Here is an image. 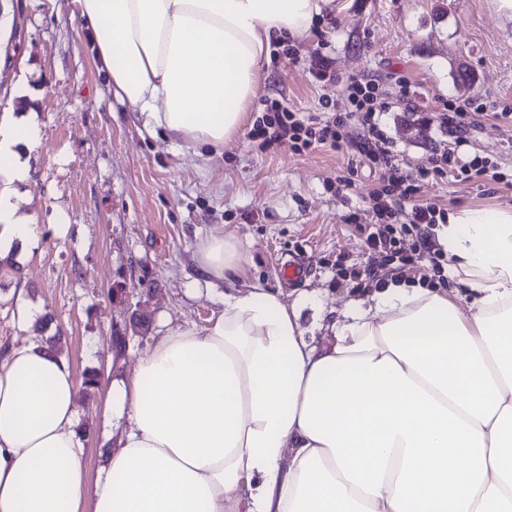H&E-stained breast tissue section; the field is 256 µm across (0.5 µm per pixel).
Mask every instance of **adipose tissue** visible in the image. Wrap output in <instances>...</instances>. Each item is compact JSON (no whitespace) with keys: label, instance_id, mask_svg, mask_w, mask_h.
I'll return each instance as SVG.
<instances>
[{"label":"adipose tissue","instance_id":"adipose-tissue-1","mask_svg":"<svg viewBox=\"0 0 512 512\" xmlns=\"http://www.w3.org/2000/svg\"><path fill=\"white\" fill-rule=\"evenodd\" d=\"M115 96L174 142L221 151L243 129L273 39H300L337 0H75ZM38 129L0 117V257L38 227L10 183ZM473 298L389 282L348 304L323 346L261 288L210 325L156 339L113 382L122 426L87 482L70 362L0 350V512H512V207L463 208L438 230ZM207 278L243 275L236 239L200 241Z\"/></svg>","mask_w":512,"mask_h":512}]
</instances>
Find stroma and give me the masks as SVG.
<instances>
[{"label":"stroma","mask_w":512,"mask_h":512,"mask_svg":"<svg viewBox=\"0 0 512 512\" xmlns=\"http://www.w3.org/2000/svg\"><path fill=\"white\" fill-rule=\"evenodd\" d=\"M340 3L333 22L280 46L264 64L252 117L261 116L268 99L315 117L322 101L343 100L349 78H374L388 94L384 120L400 159L417 163L448 144L406 110L398 79L409 82L425 112L478 98L484 110L465 151L496 161L502 182L450 176L424 183L417 198L450 212L511 207L512 21L499 18L488 0ZM14 4L8 44L25 53L30 93L16 96L22 74L1 70L0 109L32 114L39 129L40 142L26 155L28 178L13 186L21 214L39 234L19 275L0 280V344L37 339L48 314L75 374L98 371L97 386L78 391L83 461L93 485L118 448L120 431L104 416L113 379L168 329L206 327L224 309V283L207 282L197 269L199 240L235 235L249 258L243 283L273 289L300 307L305 335L320 346L328 324L368 290L341 270L367 259L355 225L371 219L374 182L363 168L352 189L335 191L333 182L351 161L347 153H297L286 145L266 151L245 132L202 162L125 112L96 67L73 0ZM321 40L332 82L311 75L309 58ZM292 259L306 271L295 283L280 275ZM135 311L144 313L147 327H131Z\"/></svg>","instance_id":"stroma-1"}]
</instances>
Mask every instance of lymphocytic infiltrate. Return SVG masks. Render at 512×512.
Returning <instances> with one entry per match:
<instances>
[{
    "label": "lymphocytic infiltrate",
    "mask_w": 512,
    "mask_h": 512,
    "mask_svg": "<svg viewBox=\"0 0 512 512\" xmlns=\"http://www.w3.org/2000/svg\"><path fill=\"white\" fill-rule=\"evenodd\" d=\"M322 109L323 117H306L279 100L266 101L264 113L256 119L250 134L267 148L287 144L298 152L317 148L355 152L356 164L350 165L348 175L338 180L339 186L345 188L353 185L359 166L368 167L375 182L370 194L372 221L361 226L360 233L371 254L363 267L350 270V277L374 280L384 271L401 275L422 261L434 273H442L447 255L433 229L446 223L448 214L437 205L416 202L415 197L423 181L451 174L469 180L499 181L496 163L464 151L479 109L475 99L449 102L447 111L428 117V125L448 136L450 148L408 169L397 163L383 127L382 116L388 104L378 81L349 79L344 102L327 100ZM406 206L411 209L410 221L395 225L396 212ZM407 239L413 242L409 252L402 248Z\"/></svg>",
    "instance_id": "1"
}]
</instances>
